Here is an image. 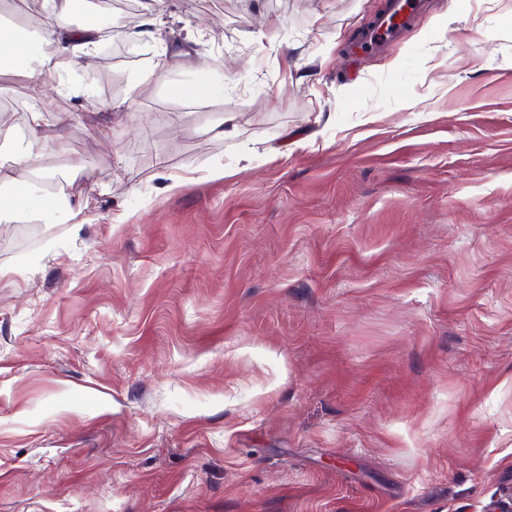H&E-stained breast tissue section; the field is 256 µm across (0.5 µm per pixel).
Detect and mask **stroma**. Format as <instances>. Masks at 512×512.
Here are the masks:
<instances>
[{"mask_svg":"<svg viewBox=\"0 0 512 512\" xmlns=\"http://www.w3.org/2000/svg\"><path fill=\"white\" fill-rule=\"evenodd\" d=\"M387 2L87 0L112 34L41 161L75 221L0 223V512H486L512 490V0H427L355 60ZM148 15L150 50L128 38ZM200 63L223 98L172 96ZM7 84L22 136L42 102ZM228 112L236 136L209 134Z\"/></svg>","mask_w":512,"mask_h":512,"instance_id":"1","label":"stroma"}]
</instances>
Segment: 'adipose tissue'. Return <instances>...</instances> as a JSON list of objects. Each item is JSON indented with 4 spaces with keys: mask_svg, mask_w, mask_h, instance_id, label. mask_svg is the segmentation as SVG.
<instances>
[{
    "mask_svg": "<svg viewBox=\"0 0 512 512\" xmlns=\"http://www.w3.org/2000/svg\"><path fill=\"white\" fill-rule=\"evenodd\" d=\"M77 0H45L38 29L22 34L18 27L0 23V75L24 79L31 91L45 102L43 109L30 113L26 137L0 125V159L14 171L9 183L0 185V223L37 224L68 222L73 214L70 202L47 199L44 186L56 179L48 168L34 169L32 160L63 153L59 138L43 134L54 102L62 91V75L91 56L98 46L97 29L76 26L60 31L58 22L72 15Z\"/></svg>",
    "mask_w": 512,
    "mask_h": 512,
    "instance_id": "adipose-tissue-1",
    "label": "adipose tissue"
}]
</instances>
